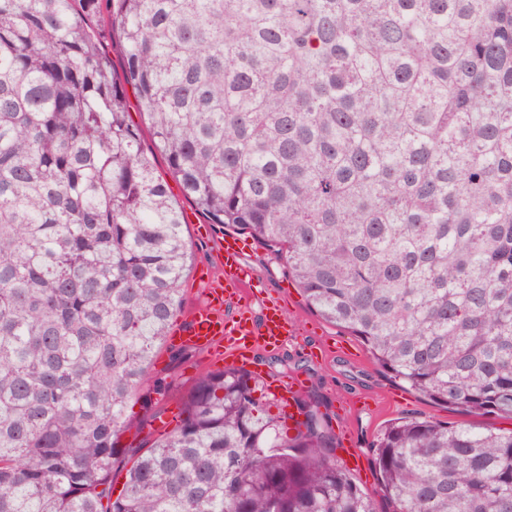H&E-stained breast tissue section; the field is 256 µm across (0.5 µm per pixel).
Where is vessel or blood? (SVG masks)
<instances>
[{
  "mask_svg": "<svg viewBox=\"0 0 512 512\" xmlns=\"http://www.w3.org/2000/svg\"><path fill=\"white\" fill-rule=\"evenodd\" d=\"M244 248V242L232 234L218 240L217 253L224 259V276L209 279L204 301L194 305L177 324L173 337L206 357L250 371L254 368L253 350L283 343L295 335L296 328L275 298L265 304L261 316H253L243 307L235 317H225V301L246 296L253 288L250 270L242 263ZM265 385L269 395L283 402L285 413H292L297 396L293 382L269 379Z\"/></svg>",
  "mask_w": 512,
  "mask_h": 512,
  "instance_id": "1",
  "label": "vessel or blood"
}]
</instances>
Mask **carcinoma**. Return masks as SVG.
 <instances>
[{
    "instance_id": "cac0c4a2",
    "label": "carcinoma",
    "mask_w": 512,
    "mask_h": 512,
    "mask_svg": "<svg viewBox=\"0 0 512 512\" xmlns=\"http://www.w3.org/2000/svg\"><path fill=\"white\" fill-rule=\"evenodd\" d=\"M158 155L393 379L512 414V0H0V512H512V432L387 424L381 511L248 371L132 419L191 257Z\"/></svg>"
}]
</instances>
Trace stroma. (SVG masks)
I'll use <instances>...</instances> for the list:
<instances>
[{
	"mask_svg": "<svg viewBox=\"0 0 512 512\" xmlns=\"http://www.w3.org/2000/svg\"><path fill=\"white\" fill-rule=\"evenodd\" d=\"M156 168L164 176L172 200L184 216V236L195 252L190 271L182 284L185 307H192L204 288L198 279L200 268L221 273L215 248L220 227L203 236L199 227L203 219L194 205L186 201L179 182L171 177L164 159H157ZM262 291L251 296L253 313H261L266 298H281L289 319L298 327L278 348L257 349L255 357L267 378L300 379L299 399L317 403L327 412L336 436H347L361 455L362 465L352 476L370 497L379 492L378 475L371 460L370 446L382 427L391 420L422 418L438 422L473 423L496 433L512 432V416L490 414L475 416L434 404L408 391L384 373L374 362L363 343L346 330L323 320L311 310L296 283L282 272L274 254L259 245H252L246 256ZM169 344H162L151 365L150 373L166 378L170 388L165 400L168 410H176L186 401L195 377L212 368L199 352L175 362L170 358Z\"/></svg>",
	"mask_w": 512,
	"mask_h": 512,
	"instance_id": "35a3bbf8",
	"label": "stroma"
}]
</instances>
